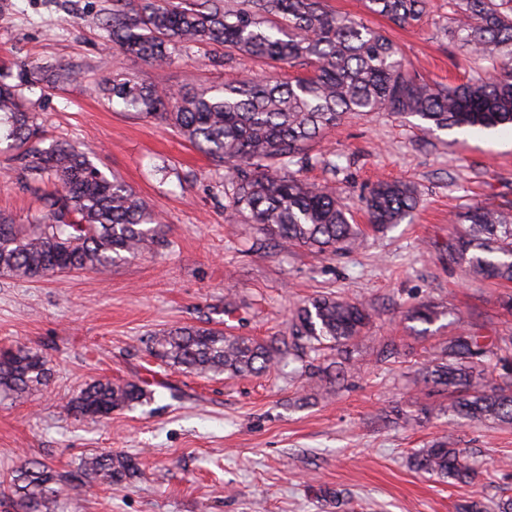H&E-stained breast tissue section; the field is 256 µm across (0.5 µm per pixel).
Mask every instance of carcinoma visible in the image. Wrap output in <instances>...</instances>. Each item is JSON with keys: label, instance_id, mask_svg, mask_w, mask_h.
Segmentation results:
<instances>
[{"label": "carcinoma", "instance_id": "carcinoma-1", "mask_svg": "<svg viewBox=\"0 0 512 512\" xmlns=\"http://www.w3.org/2000/svg\"><path fill=\"white\" fill-rule=\"evenodd\" d=\"M368 13L399 25L418 23L425 0H364ZM448 39L476 57L500 66L467 83L445 88L410 72L397 45L382 30L330 10L325 0H112L102 19L108 42L135 61L163 68L188 49L219 45L225 52L271 68L308 67L310 74L282 82L264 73L239 84L171 91L153 83L112 76L104 91L128 112L174 128L213 159L228 176V208L256 225L283 248L305 247L333 257L356 248L365 236L350 223L341 192L298 177L309 162V143L353 113L417 115L438 130L512 127V0H448ZM37 113L16 87L0 84V145L23 161L29 189L40 209L27 224L0 216V274L40 280L67 270H107L151 253L160 244L154 211L117 177L107 178L90 152L68 142L40 147ZM414 188L383 182L364 199L370 227L384 231L415 208ZM466 233L448 241V261L486 278L512 283V215L473 206L453 215ZM443 311L420 303L408 318L432 323ZM370 309L349 297L322 295L294 312L288 335L276 342L233 336L222 330L184 325L162 330L149 346L164 365L196 374L248 377L279 366L292 355L311 374L326 349L354 344L371 320ZM497 359L491 380L483 365ZM423 381L448 393V411L461 420L512 423V336L461 332L440 347L422 369ZM42 352L25 346L0 348V395L31 394L48 385ZM147 397L137 382L95 381L66 405L76 417L106 419ZM412 466L423 474L467 483L476 475L463 449L448 439L418 449ZM131 456L110 451L81 458L63 475L29 460L9 476L15 512H59L74 481L118 484L137 476Z\"/></svg>", "mask_w": 512, "mask_h": 512}]
</instances>
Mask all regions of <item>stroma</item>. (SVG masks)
Wrapping results in <instances>:
<instances>
[{
	"label": "stroma",
	"mask_w": 512,
	"mask_h": 512,
	"mask_svg": "<svg viewBox=\"0 0 512 512\" xmlns=\"http://www.w3.org/2000/svg\"><path fill=\"white\" fill-rule=\"evenodd\" d=\"M112 0H6L0 11V82L18 86L39 117L43 143L88 147L105 175L123 180L161 216L164 244L104 274L72 272L29 281L0 274V347L41 351L43 391L0 397V512L13 468L27 460L71 473L81 458L111 450L133 456L128 482L81 484L67 512H459L494 504L512 488V424L456 423L448 399L424 398L418 370L441 340L472 329L512 336L504 302L512 284L477 277L448 260L459 225L451 214L475 204L512 212V129L470 135L425 128L418 117L350 115L312 142L299 173L339 188L355 223L377 183L402 180L415 209L340 257L266 240L224 198L222 164L155 119L112 106L104 82L121 73L173 90L219 86L262 73V64L200 45L154 69L112 48L100 25ZM330 9L383 30L412 72L445 87L476 72L470 51L448 39V0H426L423 21L400 27L366 13L362 0ZM61 65L76 84L51 88L42 68ZM37 207L15 154L0 152V216L28 223ZM341 294L369 306L373 321L344 380L302 375L285 360L259 377H200L151 357L154 333L194 323L271 340L312 297ZM421 302L443 308L431 324L411 321ZM395 358L377 361L386 342ZM147 382L151 398L101 421L64 406L97 379ZM451 436L478 468L469 483L414 470L415 449ZM341 493L336 506L325 490Z\"/></svg>",
	"instance_id": "stroma-1"
}]
</instances>
